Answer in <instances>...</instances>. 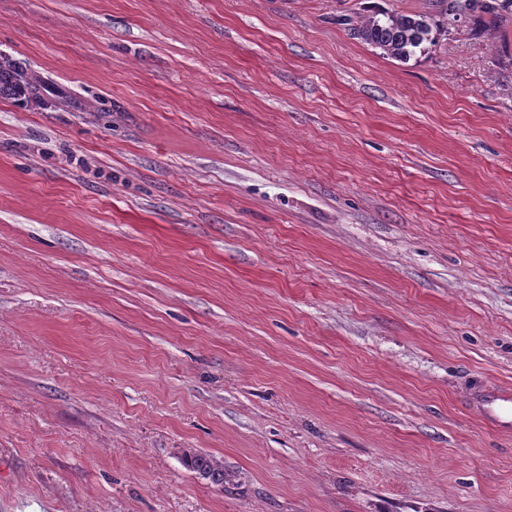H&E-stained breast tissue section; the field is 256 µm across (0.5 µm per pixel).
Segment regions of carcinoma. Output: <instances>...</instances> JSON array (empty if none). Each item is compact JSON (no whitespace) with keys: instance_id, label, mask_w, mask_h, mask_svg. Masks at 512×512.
<instances>
[{"instance_id":"carcinoma-1","label":"carcinoma","mask_w":512,"mask_h":512,"mask_svg":"<svg viewBox=\"0 0 512 512\" xmlns=\"http://www.w3.org/2000/svg\"><path fill=\"white\" fill-rule=\"evenodd\" d=\"M454 12L472 14L478 24L497 29L512 19V0H431L430 11L413 15L380 10L352 26L350 35L380 49L384 56L407 61L424 44L433 46L438 36L448 33ZM20 83L31 86L34 78L21 67L0 73V92H9ZM183 463L199 478L224 486V463L213 456L187 451Z\"/></svg>"}]
</instances>
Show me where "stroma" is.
<instances>
[{"label": "stroma", "mask_w": 512, "mask_h": 512, "mask_svg": "<svg viewBox=\"0 0 512 512\" xmlns=\"http://www.w3.org/2000/svg\"><path fill=\"white\" fill-rule=\"evenodd\" d=\"M377 8L0 0V512H512V29ZM431 10L420 14H400L380 10L352 25L350 35L379 48L383 56L407 61L424 43L434 46L438 36L447 34L454 24L450 13H474L480 25L497 29L512 17V0H433ZM483 418L502 432L512 431V388L486 385L476 394ZM183 463L198 478L208 480L214 486H224V480H226L224 464L213 456L186 451L183 454Z\"/></svg>", "instance_id": "obj_1"}]
</instances>
